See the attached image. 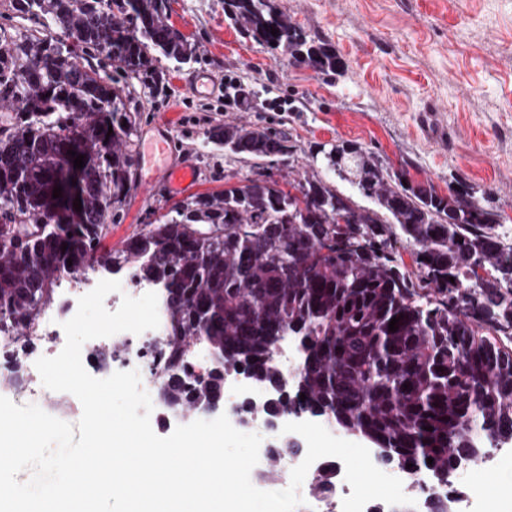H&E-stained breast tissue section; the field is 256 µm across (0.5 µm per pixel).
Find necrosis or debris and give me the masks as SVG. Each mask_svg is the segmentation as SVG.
Instances as JSON below:
<instances>
[{
  "mask_svg": "<svg viewBox=\"0 0 512 512\" xmlns=\"http://www.w3.org/2000/svg\"><path fill=\"white\" fill-rule=\"evenodd\" d=\"M101 279V274L93 272L62 278L56 285L55 305L43 309L36 321L35 336L42 340L48 338L56 340L63 336V322L74 316L79 298L92 291ZM168 332L169 325L163 321L158 328L138 335L121 332L113 335L109 340L104 338L89 340L83 347L82 363L88 369L101 366L103 350L108 342L122 344L120 359L126 370L138 371L142 388L149 395H157L164 361L161 345ZM0 353L11 355L16 361L25 363L21 389L29 401L34 402L48 396L49 391L43 386L35 367V356L28 352L15 333L0 332ZM267 397V390L258 384L247 385L242 380L231 376L224 380V412L232 426L244 433L259 430L264 433L259 451L258 469L266 468L281 437H288L289 441L296 443L295 453L281 457L282 469L288 473L303 461L306 455V441L296 433L283 434L282 428L286 423L299 421L300 416L286 412L276 420L275 424L260 425L257 417L248 413L247 405ZM370 455L377 468L401 479L404 493L415 501L408 512H428L430 503L434 501L444 502L448 512H512V480L500 483L496 493L493 494L488 493L483 485L469 480V474L475 467L490 473L511 470L512 446L489 449L476 465L461 466L444 485L431 481L424 471H409L398 464L384 461L378 450H371ZM328 467L336 472L332 492L325 497L315 498L309 493V483H302L299 494L303 502L297 507L296 512H342V501L351 493V487L345 480L343 462L335 457H323L311 465L308 473L313 476Z\"/></svg>",
  "mask_w": 512,
  "mask_h": 512,
  "instance_id": "necrosis-or-debris-1",
  "label": "necrosis or debris"
}]
</instances>
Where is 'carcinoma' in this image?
I'll return each instance as SVG.
<instances>
[{"label": "carcinoma", "mask_w": 512, "mask_h": 512, "mask_svg": "<svg viewBox=\"0 0 512 512\" xmlns=\"http://www.w3.org/2000/svg\"><path fill=\"white\" fill-rule=\"evenodd\" d=\"M225 2L230 20L292 64L317 74L342 68L273 0ZM10 7L41 19L43 31L14 39L0 27L1 331L21 329L28 344L61 277L124 270L166 291L169 359L158 390L166 407L201 411L223 399L224 372L241 367L270 392L252 412L331 418L384 460L439 484L461 462L512 444V242L498 232L497 211L464 188L443 196L414 184L361 144L338 141L321 150L326 170L375 208H355L328 179L298 181L296 196L255 178L179 202L109 247L135 186L137 116L126 110L128 88L83 57L138 76L162 58L189 63L195 46L171 23V0ZM54 27L73 48L48 38ZM211 137L254 158L293 149L287 133L248 123H226ZM69 150L84 155L79 211L67 194L52 197L71 180ZM399 240L411 249V270ZM287 337L302 351L290 380L273 362ZM194 342L217 363L187 384L173 374L188 371L183 354ZM332 487L324 471L312 494Z\"/></svg>", "instance_id": "cac0c4a2"}]
</instances>
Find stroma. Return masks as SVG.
<instances>
[{
	"instance_id": "obj_1",
	"label": "stroma",
	"mask_w": 512,
	"mask_h": 512,
	"mask_svg": "<svg viewBox=\"0 0 512 512\" xmlns=\"http://www.w3.org/2000/svg\"><path fill=\"white\" fill-rule=\"evenodd\" d=\"M312 38L330 44L341 73L317 74L256 42L224 14V0H172L171 22L194 43L182 67L163 61V90L149 77H128V111L137 113L135 178L151 176L143 147L158 119L171 125L174 151L191 164L182 189H135L112 230L120 241L154 223L177 202L263 177L280 186L323 175L316 152L339 140L360 143L389 170L447 194L459 183L496 207L499 232L512 240V0H274ZM201 71L231 73L249 104L225 110L217 96L192 90ZM288 132L292 155L254 160L210 144L225 123Z\"/></svg>"
}]
</instances>
